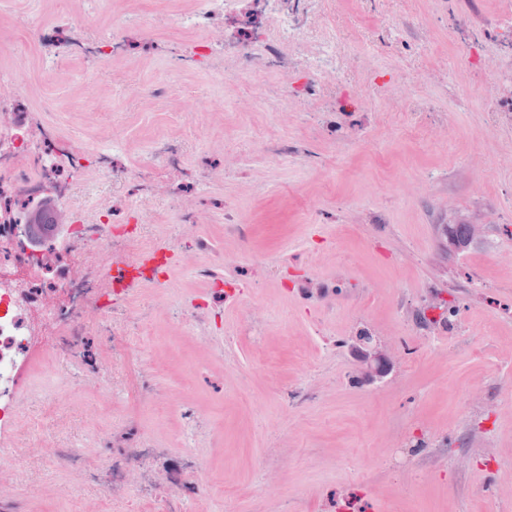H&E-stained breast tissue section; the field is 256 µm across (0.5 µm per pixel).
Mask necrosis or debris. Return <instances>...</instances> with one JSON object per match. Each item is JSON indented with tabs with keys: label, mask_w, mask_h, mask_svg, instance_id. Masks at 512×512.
<instances>
[{
	"label": "necrosis or debris",
	"mask_w": 512,
	"mask_h": 512,
	"mask_svg": "<svg viewBox=\"0 0 512 512\" xmlns=\"http://www.w3.org/2000/svg\"><path fill=\"white\" fill-rule=\"evenodd\" d=\"M329 0H256L262 33L227 36L224 24L241 13L242 0H195L192 8L172 20L175 27L199 34L187 47L189 60L200 61L214 74L237 75V49H246L255 72L276 68L273 94L280 105L296 103L292 77L305 67L323 81H330L341 67L345 52L326 29L323 17ZM18 28L29 32L40 50L46 72H53L60 59L74 57L97 63L125 53L122 41L100 34L92 18L79 24L60 20L43 23L36 9L14 17ZM7 91H0V488L7 497L0 512H18L26 495L37 493L34 474L49 466L79 470L81 457L70 448H55L45 454L31 448L20 428L27 416L28 399L22 392L35 343L34 325H41L44 341L65 344L66 336H78L88 328L84 314L62 316L60 299H89L92 293L111 297L112 331L121 334L130 315L145 313L142 289L131 287L129 271L144 253L156 250L152 235L144 231L150 223L156 196L175 192L174 179L184 176L187 163L176 144L159 141L153 148L159 172L143 181L137 221L142 228L123 235L100 229L101 212H88L81 195L98 186L74 179L82 161L70 139L54 124H46L40 137H32L29 124L20 118L19 100L27 93L18 71L1 76ZM55 199L75 210L64 233L47 234L34 242L31 233L17 235L18 226L28 225L20 202L37 206ZM106 250L119 254L121 272H100L98 255ZM73 254V266L46 263L47 253ZM88 483L102 486L116 501L130 496L160 504L163 512L174 506L201 501L208 488L203 470L190 457L158 447L152 435H144L134 448L113 458L101 472L86 474Z\"/></svg>",
	"instance_id": "necrosis-or-debris-1"
}]
</instances>
